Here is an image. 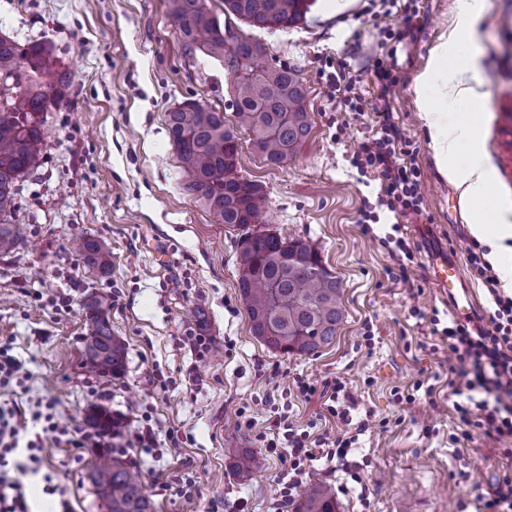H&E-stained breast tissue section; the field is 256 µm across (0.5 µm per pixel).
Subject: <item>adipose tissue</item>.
<instances>
[{
    "label": "adipose tissue",
    "mask_w": 512,
    "mask_h": 512,
    "mask_svg": "<svg viewBox=\"0 0 512 512\" xmlns=\"http://www.w3.org/2000/svg\"><path fill=\"white\" fill-rule=\"evenodd\" d=\"M484 7V0H456L447 34L430 50L413 84L438 169L469 208L487 200L496 171L487 160L479 129L465 119L449 121L435 88L443 86L459 98L474 97L473 85L481 80L480 58L474 52H461L460 46L476 41ZM471 233L488 246V258L496 265L503 285L512 288V222L478 221L472 224Z\"/></svg>",
    "instance_id": "ef3b65f1"
}]
</instances>
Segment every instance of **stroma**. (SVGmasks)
<instances>
[{"label":"stroma","instance_id":"stroma-1","mask_svg":"<svg viewBox=\"0 0 512 512\" xmlns=\"http://www.w3.org/2000/svg\"><path fill=\"white\" fill-rule=\"evenodd\" d=\"M455 2L417 0L419 21L404 38L400 9L381 0H305L301 22L249 31L265 48L262 64L288 67L305 87L311 131L279 167L242 134L237 170L265 191L270 229L316 244L343 287L335 341L300 356L252 336L238 288V236L185 191L168 136L166 113L187 100L234 122L223 66L184 56L166 0H0V35L51 45L54 64L73 77L68 105L47 115L41 167L20 182L16 219L27 244L0 255V337L30 376L28 392L0 388V402H53L58 422L72 427L85 426L95 408L131 427L149 416L154 447L123 456L144 475L155 512H234L239 501L245 512H267L281 469L258 440L269 415L319 420L320 400H304L297 379L343 377L355 401L351 422L371 413L388 426L360 435L350 455L362 482L316 462L312 478L337 488L338 512H481L480 496L512 470V457L481 433L461 438L448 399V346L430 333L432 317L445 324L454 314L433 266H466L459 245L472 233L459 192L437 169L413 92ZM476 48L485 95L477 124L497 172L483 216L512 221V0H486ZM378 57L395 76L389 112L415 151L423 214H382L367 234L360 209L379 182L351 158L377 116L336 111L326 76L345 64L372 99ZM394 221L414 251L405 275L401 257L381 242ZM87 234L111 249L108 275L73 250V239ZM101 293L126 351L116 378L84 367L83 306ZM191 330L208 337L207 355L183 345ZM410 390L411 405L399 399ZM246 402L254 408L249 430L237 425ZM234 446L263 457L264 470L240 479L224 455ZM28 455L20 447L9 460L31 512H108L90 481L96 449L54 448L39 465Z\"/></svg>","mask_w":512,"mask_h":512}]
</instances>
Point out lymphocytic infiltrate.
<instances>
[{
    "instance_id": "obj_1",
    "label": "lymphocytic infiltrate",
    "mask_w": 512,
    "mask_h": 512,
    "mask_svg": "<svg viewBox=\"0 0 512 512\" xmlns=\"http://www.w3.org/2000/svg\"><path fill=\"white\" fill-rule=\"evenodd\" d=\"M379 112L383 119L375 134L352 156L360 172L372 173L380 181L375 202L365 203L360 212L364 224L378 223L383 210L397 217L421 213L423 204L421 172L412 161L410 144L388 118L387 107H380ZM462 249L471 273L487 288L493 309L488 318L479 317L470 324L453 320L439 332L448 343L453 411L463 438L479 430L508 450L512 448V296L500 294L499 279L485 258L486 247L473 239L464 242ZM326 388V410L340 422V429L314 435L308 426L280 416L273 421L274 435L259 437L264 448L279 453L283 461L269 512H288L307 485L314 461L337 463L349 470L353 481L361 479L357 463L349 461L348 456L370 424L363 420L354 430L344 429L348 420L346 404L352 399L350 389L339 378L328 382ZM24 435L29 438L28 448L42 458L52 445L77 450L107 445L105 432L59 425L53 405L28 412L14 403L0 404V512H29L23 489L15 487L6 470L8 454Z\"/></svg>"
}]
</instances>
